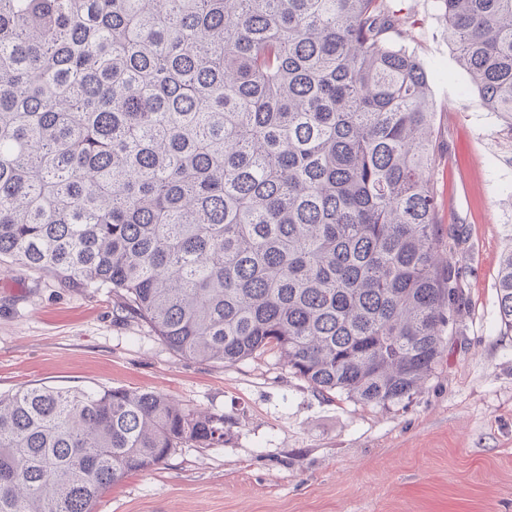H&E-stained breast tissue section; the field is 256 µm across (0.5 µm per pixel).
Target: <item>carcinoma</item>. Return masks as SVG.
<instances>
[{
    "label": "carcinoma",
    "mask_w": 512,
    "mask_h": 512,
    "mask_svg": "<svg viewBox=\"0 0 512 512\" xmlns=\"http://www.w3.org/2000/svg\"><path fill=\"white\" fill-rule=\"evenodd\" d=\"M512 122V0H442ZM385 0H0V261L110 288L176 354L273 351L321 395L415 394L464 304L435 226L428 68ZM512 330V246L496 285ZM224 415L0 394V512H94Z\"/></svg>",
    "instance_id": "carcinoma-1"
}]
</instances>
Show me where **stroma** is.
Here are the masks:
<instances>
[{
	"label": "stroma",
	"mask_w": 512,
	"mask_h": 512,
	"mask_svg": "<svg viewBox=\"0 0 512 512\" xmlns=\"http://www.w3.org/2000/svg\"><path fill=\"white\" fill-rule=\"evenodd\" d=\"M396 44L437 67L431 109L441 235H458L465 304L421 390L386 408L322 396L272 352L176 355L108 288L0 264V393L124 388L208 408L224 446L187 443L112 485L96 512H512V331L495 282L512 224V133L448 42L440 0H387Z\"/></svg>",
	"instance_id": "stroma-1"
}]
</instances>
